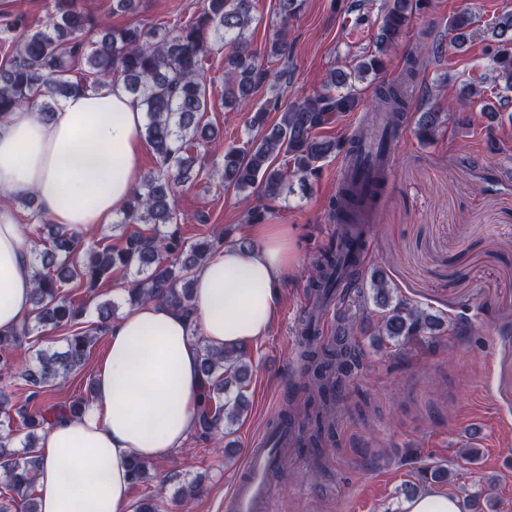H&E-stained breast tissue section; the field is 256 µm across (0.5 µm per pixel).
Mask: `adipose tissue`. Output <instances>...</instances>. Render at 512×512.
Segmentation results:
<instances>
[{
	"label": "adipose tissue",
	"instance_id": "1",
	"mask_svg": "<svg viewBox=\"0 0 512 512\" xmlns=\"http://www.w3.org/2000/svg\"><path fill=\"white\" fill-rule=\"evenodd\" d=\"M144 113L122 83L61 99L50 116L0 114V190L32 196L40 213L87 235L123 211L140 177ZM252 250L224 247L194 272L189 310L131 307L107 330L84 414L54 422L36 450L39 512H125L129 461L153 462L195 431L204 378L198 341L224 348L267 335L293 266L288 231L254 224ZM30 246L0 208V332L34 317Z\"/></svg>",
	"mask_w": 512,
	"mask_h": 512
}]
</instances>
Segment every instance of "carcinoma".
I'll return each instance as SVG.
<instances>
[{
    "mask_svg": "<svg viewBox=\"0 0 512 512\" xmlns=\"http://www.w3.org/2000/svg\"><path fill=\"white\" fill-rule=\"evenodd\" d=\"M54 2V12L45 27L11 40L0 57V114L35 111L47 116L63 97L120 81L146 112L143 135L160 169L143 178L127 202L119 228L125 230L130 224L145 228L126 235L122 246L87 248L76 234L49 224L46 240L31 248L34 325L0 334V426L7 428L0 433V482L10 491L0 500V512H38V503L31 497L38 433L54 419L79 417L89 398L79 397L67 407L50 405L33 413L28 404L85 364L95 335L108 328L114 315L115 304L109 300L98 306L97 321H85V304L63 294L62 283L77 280L92 289L111 279L117 270L133 271L137 278L126 288L128 304L159 300L188 310L192 273L217 250V241L208 237L191 244L183 239L175 206L177 189L193 181L192 148L212 143L217 137L212 127L202 123L208 103L204 58L214 44L228 48L229 70L224 80L227 108L248 105L266 81V72L249 50L245 36L254 22L251 0H207L202 13L168 29L99 27L77 0ZM301 2L278 0L281 27L270 44V55L283 61L279 79L284 82L290 78L288 19L297 14ZM420 6L421 0H387L375 37L376 54L352 60L347 72L332 70L319 90L298 101L284 106L274 95L259 105L249 121L257 137L246 148L224 150V187L236 192L257 187L265 197L274 199L288 188L291 179L304 182L316 176L320 162L339 154L360 155L367 135L339 141L320 136L317 130L332 124L338 114L364 106L362 90L350 79L362 82L383 70L382 56L406 36L411 15ZM474 25L470 11H458L448 23L449 45L462 49ZM486 38L495 46L491 78L495 91L491 99L479 89L476 95L484 99L487 111L497 115L502 110L512 123V13L500 16L487 29ZM422 64L419 56H410L399 77L377 87L372 120L380 118L389 127L402 120ZM270 112L279 113L273 124L267 121ZM446 120L447 113L422 108L416 120L420 140L434 141ZM280 157L284 158L282 164L277 163ZM387 178L388 171L380 165L340 183L337 198L330 203L339 239L361 235L362 224L367 222ZM355 264L356 259L344 256L329 243L312 264L315 296L325 299L335 294L340 283L347 294L354 288L362 293ZM369 290L373 305L382 311L374 327L378 336L400 344L424 335L439 322L438 317L394 297V290L380 272L371 274ZM47 327L68 331L64 346L51 353L39 351L37 363L23 370L20 378L30 393L25 404L17 406L4 380L15 377L16 354L24 350L34 330ZM197 345L205 388L196 433L208 439L221 428L234 425L246 412L243 395L232 399L228 393L233 386L243 387L249 377L247 350L243 346L216 349L200 339ZM360 357V350L345 330L327 343L305 339L300 353L302 381L294 385V392L304 395L303 409L290 402L283 410V419L303 440L319 448L324 436L332 434V398L359 365ZM15 426L26 433L20 449L13 445ZM149 470L150 463L132 458L131 486L148 481ZM424 475L425 480L401 489L406 498L433 484L448 482L455 472L440 464L424 469Z\"/></svg>",
    "mask_w": 512,
    "mask_h": 512,
    "instance_id": "1",
    "label": "carcinoma"
}]
</instances>
